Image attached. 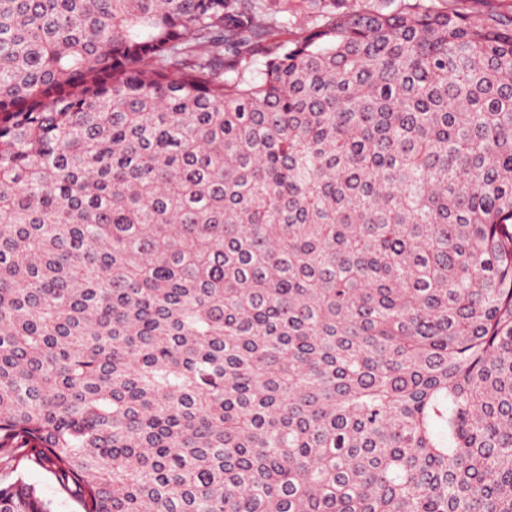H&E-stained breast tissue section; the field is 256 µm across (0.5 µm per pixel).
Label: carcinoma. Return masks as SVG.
I'll use <instances>...</instances> for the list:
<instances>
[{"label":"carcinoma","instance_id":"carcinoma-1","mask_svg":"<svg viewBox=\"0 0 512 512\" xmlns=\"http://www.w3.org/2000/svg\"><path fill=\"white\" fill-rule=\"evenodd\" d=\"M278 4L0 0V456L79 512H512V12ZM22 475L25 482L34 485L38 492L47 500L52 502L54 512H76L77 504L65 494H62L53 478V476L45 470L35 467L19 466L17 471L8 473L4 470V466L0 464V479L3 481H12Z\"/></svg>","mask_w":512,"mask_h":512}]
</instances>
